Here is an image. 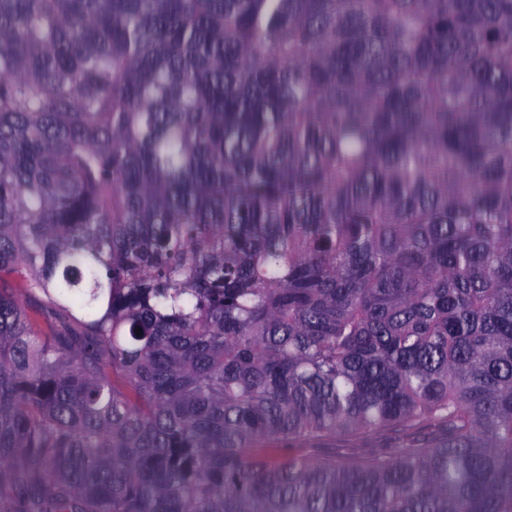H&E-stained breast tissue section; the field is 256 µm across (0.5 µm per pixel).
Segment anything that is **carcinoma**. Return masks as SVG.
<instances>
[{"mask_svg": "<svg viewBox=\"0 0 512 512\" xmlns=\"http://www.w3.org/2000/svg\"><path fill=\"white\" fill-rule=\"evenodd\" d=\"M0 512H512V0H0Z\"/></svg>", "mask_w": 512, "mask_h": 512, "instance_id": "cac0c4a2", "label": "carcinoma"}]
</instances>
